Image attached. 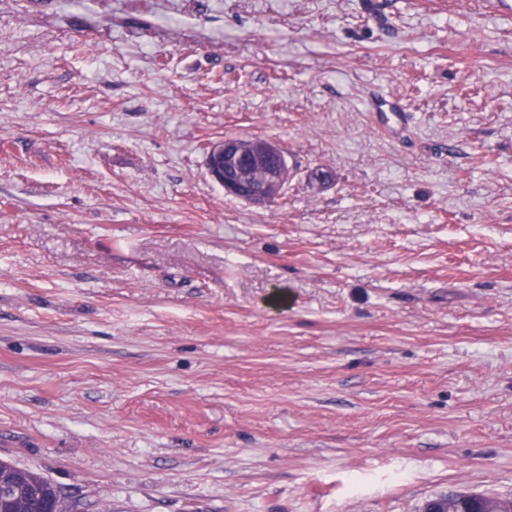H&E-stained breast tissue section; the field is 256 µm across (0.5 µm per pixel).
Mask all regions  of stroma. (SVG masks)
<instances>
[{"instance_id": "35a3bbf8", "label": "stroma", "mask_w": 512, "mask_h": 512, "mask_svg": "<svg viewBox=\"0 0 512 512\" xmlns=\"http://www.w3.org/2000/svg\"><path fill=\"white\" fill-rule=\"evenodd\" d=\"M0 460L68 512L512 499V0H0ZM374 125L394 140H402L410 127V112L399 99L374 94L367 100ZM206 166L225 194L252 204L277 197L289 176L284 151L261 138H229L214 143Z\"/></svg>"}]
</instances>
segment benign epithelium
<instances>
[{
	"label": "benign epithelium",
	"mask_w": 512,
	"mask_h": 512,
	"mask_svg": "<svg viewBox=\"0 0 512 512\" xmlns=\"http://www.w3.org/2000/svg\"><path fill=\"white\" fill-rule=\"evenodd\" d=\"M206 166L225 194L252 204L277 197L289 176L284 151L261 138H229L214 143Z\"/></svg>",
	"instance_id": "7a95c632"
}]
</instances>
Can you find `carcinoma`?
<instances>
[{
	"label": "carcinoma",
	"instance_id": "carcinoma-1",
	"mask_svg": "<svg viewBox=\"0 0 512 512\" xmlns=\"http://www.w3.org/2000/svg\"><path fill=\"white\" fill-rule=\"evenodd\" d=\"M7 485L13 495L0 502V512H44L43 505L57 500L59 491L40 474L0 461V486ZM448 499L460 503L464 512H474L484 497L470 493L448 495Z\"/></svg>",
	"mask_w": 512,
	"mask_h": 512
}]
</instances>
